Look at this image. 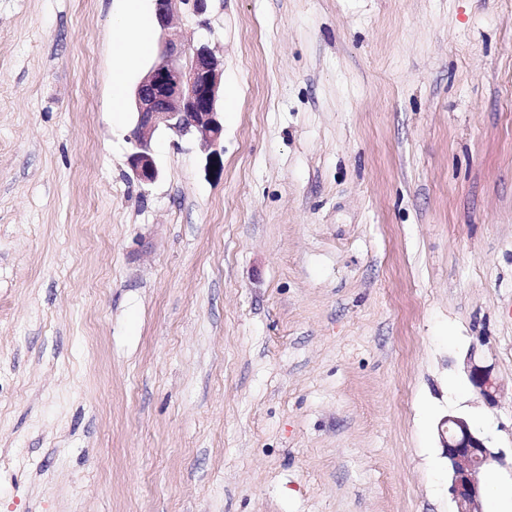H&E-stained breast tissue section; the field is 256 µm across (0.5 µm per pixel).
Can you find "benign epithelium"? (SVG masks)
I'll use <instances>...</instances> for the list:
<instances>
[{"mask_svg":"<svg viewBox=\"0 0 512 512\" xmlns=\"http://www.w3.org/2000/svg\"><path fill=\"white\" fill-rule=\"evenodd\" d=\"M155 17L162 33L158 60L149 68L134 90L136 122L129 134L132 150L127 165L142 184L159 177L153 150L156 131L163 126L179 136L203 146L216 144L223 133L218 100L223 63L206 42L193 47L170 36L171 19L178 8L202 16L208 0H154ZM468 381L488 405L497 403L499 385L491 368L469 356ZM448 466L450 491L456 512H479L483 488L477 478L480 470L502 460V451H493L490 438L476 429L464 414L448 416L441 429Z\"/></svg>","mask_w":512,"mask_h":512,"instance_id":"obj_1","label":"benign epithelium"}]
</instances>
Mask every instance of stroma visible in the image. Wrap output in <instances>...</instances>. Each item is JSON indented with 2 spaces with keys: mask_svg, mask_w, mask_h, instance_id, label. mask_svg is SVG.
<instances>
[{
  "mask_svg": "<svg viewBox=\"0 0 512 512\" xmlns=\"http://www.w3.org/2000/svg\"><path fill=\"white\" fill-rule=\"evenodd\" d=\"M120 10L0 0V512H454L453 413L512 484V0L177 13L237 98L148 185ZM468 381L473 389L488 405H495L498 401L499 385L492 377L491 368L475 361L473 353L468 359Z\"/></svg>",
  "mask_w": 512,
  "mask_h": 512,
  "instance_id": "1",
  "label": "stroma"
}]
</instances>
